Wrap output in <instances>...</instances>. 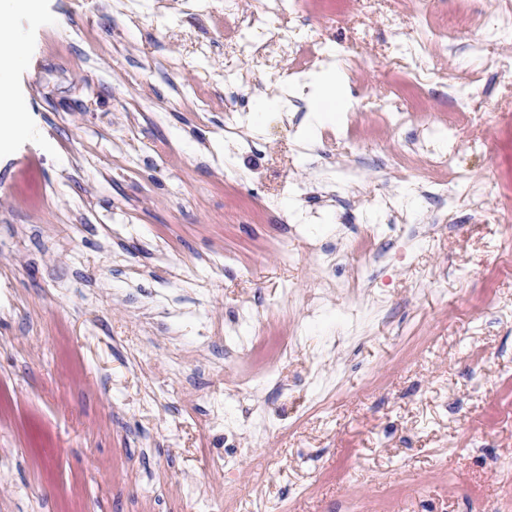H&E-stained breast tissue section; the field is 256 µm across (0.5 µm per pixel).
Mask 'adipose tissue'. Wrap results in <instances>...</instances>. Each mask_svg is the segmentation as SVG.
Here are the masks:
<instances>
[{"label": "adipose tissue", "instance_id": "obj_1", "mask_svg": "<svg viewBox=\"0 0 512 512\" xmlns=\"http://www.w3.org/2000/svg\"><path fill=\"white\" fill-rule=\"evenodd\" d=\"M15 15L28 16L38 24L45 21L41 0H0V104L14 101L15 78L24 63L18 35L8 23ZM341 77L339 65L330 64L320 89L309 100L310 112L316 118L337 122L349 111L351 102L345 95Z\"/></svg>", "mask_w": 512, "mask_h": 512}]
</instances>
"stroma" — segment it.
I'll list each match as a JSON object with an SVG mask.
<instances>
[{
	"instance_id": "obj_1",
	"label": "stroma",
	"mask_w": 512,
	"mask_h": 512,
	"mask_svg": "<svg viewBox=\"0 0 512 512\" xmlns=\"http://www.w3.org/2000/svg\"><path fill=\"white\" fill-rule=\"evenodd\" d=\"M42 7L10 21L30 134L0 155V512H512L498 0H301L257 57L256 0ZM287 35L338 61L340 125L309 112L325 59L269 86ZM430 129L465 180L414 148Z\"/></svg>"
}]
</instances>
